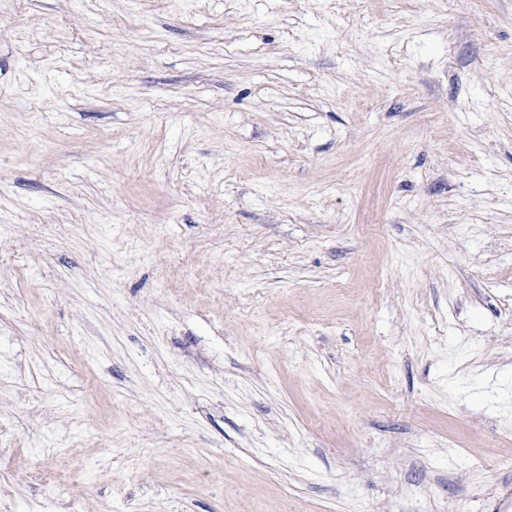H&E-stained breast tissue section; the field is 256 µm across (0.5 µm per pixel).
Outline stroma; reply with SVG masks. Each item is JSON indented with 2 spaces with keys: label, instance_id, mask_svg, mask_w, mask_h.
I'll list each match as a JSON object with an SVG mask.
<instances>
[{
  "label": "stroma",
  "instance_id": "1",
  "mask_svg": "<svg viewBox=\"0 0 512 512\" xmlns=\"http://www.w3.org/2000/svg\"><path fill=\"white\" fill-rule=\"evenodd\" d=\"M512 512V0H0V512Z\"/></svg>",
  "mask_w": 512,
  "mask_h": 512
}]
</instances>
